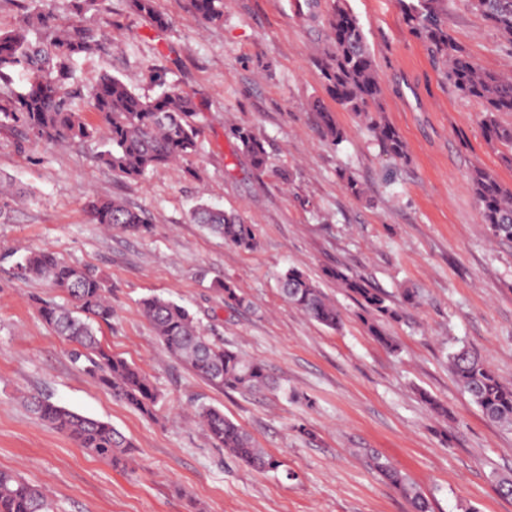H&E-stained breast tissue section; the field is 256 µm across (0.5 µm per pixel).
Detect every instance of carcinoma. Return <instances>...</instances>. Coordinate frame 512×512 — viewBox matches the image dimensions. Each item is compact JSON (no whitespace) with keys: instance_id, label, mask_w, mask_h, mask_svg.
Wrapping results in <instances>:
<instances>
[{"instance_id":"1","label":"carcinoma","mask_w":512,"mask_h":512,"mask_svg":"<svg viewBox=\"0 0 512 512\" xmlns=\"http://www.w3.org/2000/svg\"><path fill=\"white\" fill-rule=\"evenodd\" d=\"M74 22L65 29L58 25L54 7L44 0H32L21 24L0 32V122L24 128L36 140L74 142L99 140L98 160L120 176L140 180L162 165L193 154L198 148L199 128L194 121L198 108L193 99L166 84L160 74L151 80L161 92L154 98L138 94L119 78L105 75L93 84L88 95L96 122H90L62 90L70 78L74 61L100 47L87 15L97 11L99 0H64ZM404 20L412 34L426 43L439 64L445 80L457 94L483 106V125L488 142L506 148L502 162L512 167V125H503L498 114L512 113V76L480 68L448 34V24L440 8L441 0H401ZM190 8L204 22L224 18V0H189ZM132 9L164 26L167 20L156 15L154 0H131ZM484 17L512 45V0H481ZM323 82L336 105L362 118L378 142L383 155L394 162L404 161L407 150L399 133L377 120L381 111L382 87L373 54L357 18L339 2L333 3L328 21L326 46L316 55ZM33 71L37 78L23 90L12 87V72ZM322 134L332 142L343 141V132L331 111L316 104ZM237 149L247 155L253 168L263 170L270 157L255 131L249 126L235 128ZM470 184L479 205L482 222L496 239L512 240V189L481 167L470 173ZM88 213L98 224L117 226L143 234L151 231L148 217L118 199H92ZM192 220L206 226L224 241L244 250L257 247L254 226L238 214L208 204L191 212ZM25 278L43 279L61 290L67 303L42 302L39 311L53 330L74 345V360L87 362L85 370L98 385L145 415L154 414L159 394L151 381L135 365L103 347L97 332L100 324L112 322L109 287L92 272L68 264L48 250L33 251L18 262ZM326 275L340 282L359 305L358 318L375 339L390 350L396 349L383 323L396 321V304L383 291L339 268ZM278 283L284 298L304 315L329 329L341 327L343 316L335 302L301 270L289 267ZM224 304L246 305L245 297L232 284L218 288ZM141 312L159 342L170 355L184 362L217 390L261 393L272 387L264 365L206 335L190 311L157 295L141 302ZM460 388L490 420L512 426V384L499 376L473 351L463 347L448 357ZM31 410L54 429L67 434L80 447L126 468L134 445L110 423L82 415L47 398L33 397ZM197 417L210 441L252 470L272 472L281 463L257 447L247 430L214 406H201ZM373 468L387 479L409 502L412 512H431V505L410 477L387 459L372 457ZM0 512H53L49 496L19 476L0 471Z\"/></svg>"}]
</instances>
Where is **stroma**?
<instances>
[{"instance_id":"35a3bbf8","label":"stroma","mask_w":512,"mask_h":512,"mask_svg":"<svg viewBox=\"0 0 512 512\" xmlns=\"http://www.w3.org/2000/svg\"><path fill=\"white\" fill-rule=\"evenodd\" d=\"M374 56L383 88L379 120L408 153L382 156L353 113L336 108L313 58L323 47L332 0H224V18L202 22L188 0H155L157 28L129 0H101L93 22L101 51L79 58L68 91L87 110L101 76L137 93L158 92L150 71L201 109V147L145 179L118 176L97 160V141H34L0 124V470L49 491L54 512H410L369 464L373 448L416 484L434 512H512L497 489L512 477V427L489 420L448 364L476 351L512 382V241L491 237L469 174L492 173L512 189V167L488 144L480 103L461 98L414 37L399 0H345ZM451 37L484 70L512 74V44L476 0H442ZM330 108L341 144L324 138L315 103ZM252 127L271 157L263 172L237 152L230 129ZM354 175L365 194L344 187ZM145 211V235L92 221L89 198ZM204 201L254 224L243 251L190 218ZM49 249L111 285L115 316L98 333L134 362L160 402L147 417L96 384L71 345L42 319L36 299L62 301L41 279L20 278L29 251ZM301 269L341 310L330 330L281 296L278 274ZM358 275L398 302L390 351L357 317L356 301L327 269ZM222 282L248 304L225 306ZM415 288V303L401 291ZM160 295L187 307L204 331L259 360L278 383L257 395L220 391L171 357L140 313ZM429 393L448 408L426 406ZM40 395L107 421L135 447L126 469L88 453L23 403ZM212 405L276 456L257 472L227 456L192 417Z\"/></svg>"}]
</instances>
